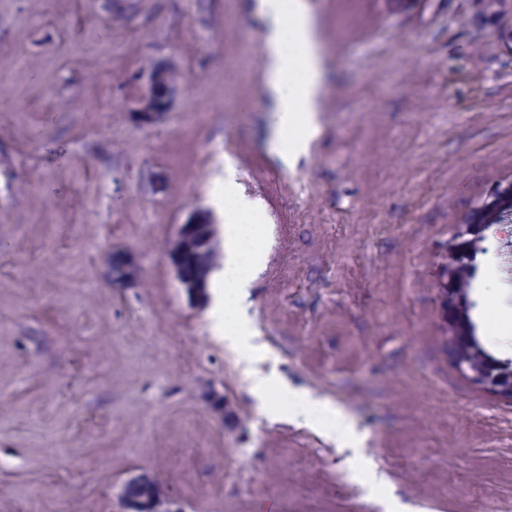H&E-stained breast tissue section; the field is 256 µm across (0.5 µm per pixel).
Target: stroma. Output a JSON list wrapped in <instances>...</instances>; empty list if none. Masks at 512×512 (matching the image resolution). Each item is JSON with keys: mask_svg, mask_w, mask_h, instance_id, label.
<instances>
[{"mask_svg": "<svg viewBox=\"0 0 512 512\" xmlns=\"http://www.w3.org/2000/svg\"><path fill=\"white\" fill-rule=\"evenodd\" d=\"M328 62L321 132L269 149L257 0H0V512H512V402L456 368L448 242L512 183V0H305ZM185 80L138 124L149 62ZM269 230L248 315L253 395L168 248L216 226L215 155ZM466 290L512 360V247ZM138 282L112 287L106 258ZM349 438L288 417L294 393Z\"/></svg>", "mask_w": 512, "mask_h": 512, "instance_id": "obj_1", "label": "stroma"}]
</instances>
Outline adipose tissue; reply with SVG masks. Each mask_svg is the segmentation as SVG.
Wrapping results in <instances>:
<instances>
[{
  "label": "adipose tissue",
  "mask_w": 512,
  "mask_h": 512,
  "mask_svg": "<svg viewBox=\"0 0 512 512\" xmlns=\"http://www.w3.org/2000/svg\"><path fill=\"white\" fill-rule=\"evenodd\" d=\"M258 13L266 43L261 98L272 114L270 146L286 162L305 153L320 131L318 112L326 65L303 0H258ZM288 31L303 48L300 57L291 56L284 47V34ZM296 65L303 69L304 81L295 89L288 85L286 74ZM224 249V267L218 276L222 294L215 299L216 306L224 310V341L228 348L240 354L252 393L262 397L271 385V378L257 367L266 352L254 342L256 332L247 315L245 300L251 281L265 261L263 225L227 220ZM295 402L296 408L289 411V418L324 426L330 436L349 431L351 423L343 412L317 406L300 396Z\"/></svg>",
  "instance_id": "obj_1"
}]
</instances>
